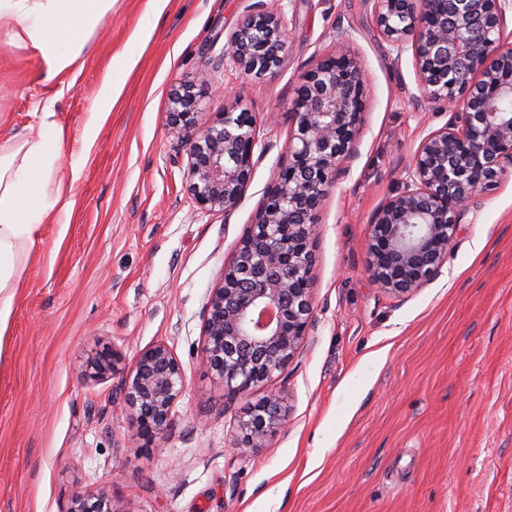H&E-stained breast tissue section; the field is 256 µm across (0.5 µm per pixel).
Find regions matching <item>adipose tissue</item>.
Masks as SVG:
<instances>
[{"label": "adipose tissue", "instance_id": "1", "mask_svg": "<svg viewBox=\"0 0 512 512\" xmlns=\"http://www.w3.org/2000/svg\"><path fill=\"white\" fill-rule=\"evenodd\" d=\"M116 0H0V28L13 44L32 48L43 63V80H61L88 52L94 30ZM43 110L39 124L0 147V337L16 316L9 288L19 276V252L33 248L56 208H68L64 189L48 194L62 132Z\"/></svg>", "mask_w": 512, "mask_h": 512}]
</instances>
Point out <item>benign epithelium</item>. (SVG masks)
I'll return each mask as SVG.
<instances>
[{
    "label": "benign epithelium",
    "instance_id": "obj_1",
    "mask_svg": "<svg viewBox=\"0 0 512 512\" xmlns=\"http://www.w3.org/2000/svg\"><path fill=\"white\" fill-rule=\"evenodd\" d=\"M381 39L401 57L411 52L420 97L446 101L448 123L427 135L399 189L369 225L368 273L378 290L408 297L441 272L460 224L512 172V0H370ZM288 51L281 5L255 0L238 20L223 55L169 97V138L185 148L188 193L204 212H230L250 184L261 145L255 114L224 106L198 127L199 90L219 67L274 76ZM367 91L345 32L336 51L298 77L293 133L279 169L232 263L203 310V359L233 397L284 370L312 325L314 240L323 203L357 151ZM97 371L122 372L121 395L140 434L164 446L186 376L165 344L137 356L129 369L103 352ZM288 422L284 397L269 391L239 422L234 452L263 448ZM67 512H121L101 488L71 500Z\"/></svg>",
    "mask_w": 512,
    "mask_h": 512
}]
</instances>
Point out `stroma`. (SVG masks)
Wrapping results in <instances>:
<instances>
[{
    "instance_id": "1",
    "label": "stroma",
    "mask_w": 512,
    "mask_h": 512,
    "mask_svg": "<svg viewBox=\"0 0 512 512\" xmlns=\"http://www.w3.org/2000/svg\"><path fill=\"white\" fill-rule=\"evenodd\" d=\"M252 2L116 0L51 86L0 28V143L50 107L72 202L22 256L0 339V512H67L102 487L122 512H512V174L465 217L435 280L404 301L374 288L368 228L448 107L414 101L413 57L389 51L368 0H283L279 72H216L198 115L208 124L223 89L236 91L265 152L234 211L199 210L186 153L166 135L169 94L225 50ZM340 29L369 105L359 155L316 226L314 325L268 387L229 399L202 359V308L286 160L297 79ZM158 343L187 386L155 449L120 398L121 374L82 372L96 352L130 365ZM270 387L286 393L288 424L238 455L236 422Z\"/></svg>"
}]
</instances>
